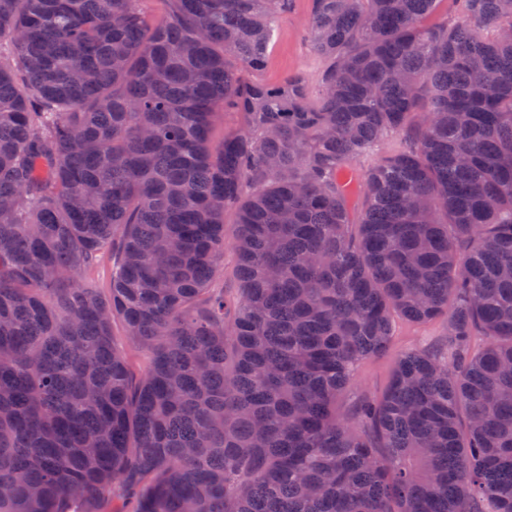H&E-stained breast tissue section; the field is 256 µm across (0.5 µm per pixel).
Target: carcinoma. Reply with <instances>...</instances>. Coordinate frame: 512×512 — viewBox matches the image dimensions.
Instances as JSON below:
<instances>
[{"label":"carcinoma","mask_w":512,"mask_h":512,"mask_svg":"<svg viewBox=\"0 0 512 512\" xmlns=\"http://www.w3.org/2000/svg\"><path fill=\"white\" fill-rule=\"evenodd\" d=\"M146 2L0 0V512H512V0ZM288 13L275 24L265 78L280 83L293 75H303L312 89L316 87L325 61L311 48L305 34L307 20L313 9V0H293ZM409 145L402 135H393L383 139L377 146L362 156L356 165L359 170L365 171L375 165L381 158L404 150ZM393 331L394 340L388 352L366 358L357 365L339 404L345 418H356L361 404L389 385L398 353L411 349L443 350L446 346L445 326L441 319L416 324L395 317Z\"/></svg>","instance_id":"cac0c4a2"}]
</instances>
